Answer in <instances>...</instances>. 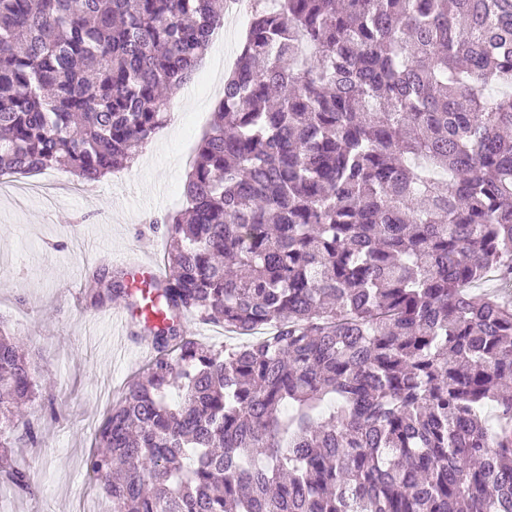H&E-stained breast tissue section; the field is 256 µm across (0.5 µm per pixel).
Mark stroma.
<instances>
[{
  "label": "stroma",
  "instance_id": "stroma-1",
  "mask_svg": "<svg viewBox=\"0 0 512 512\" xmlns=\"http://www.w3.org/2000/svg\"><path fill=\"white\" fill-rule=\"evenodd\" d=\"M242 36L237 28L214 37L211 68L176 92L170 121L131 166L79 191L62 172L46 170L44 181L61 188L51 199L0 192V322L39 349L47 388L30 409L43 422L41 445L13 455L37 492L1 493L0 512H109L86 459L107 409L147 357L138 339H117L106 309L90 307L84 290L96 266L115 271L129 253L163 260L158 220L185 205L186 178L218 101L215 86L232 69Z\"/></svg>",
  "mask_w": 512,
  "mask_h": 512
}]
</instances>
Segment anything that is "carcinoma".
Masks as SVG:
<instances>
[{"mask_svg": "<svg viewBox=\"0 0 512 512\" xmlns=\"http://www.w3.org/2000/svg\"><path fill=\"white\" fill-rule=\"evenodd\" d=\"M254 0L155 354L96 436L112 512H512V0ZM219 0H0V175L84 183L169 119ZM91 305L133 306L102 273ZM192 318L251 340L199 341ZM38 366L0 325V493ZM497 412V425L482 417Z\"/></svg>", "mask_w": 512, "mask_h": 512, "instance_id": "cac0c4a2", "label": "carcinoma"}]
</instances>
